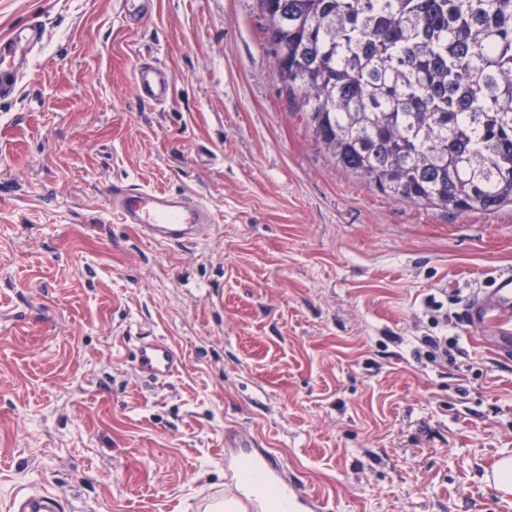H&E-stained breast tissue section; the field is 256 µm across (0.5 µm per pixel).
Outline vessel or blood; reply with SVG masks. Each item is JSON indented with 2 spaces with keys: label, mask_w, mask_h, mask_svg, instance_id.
<instances>
[{
  "label": "vessel or blood",
  "mask_w": 512,
  "mask_h": 512,
  "mask_svg": "<svg viewBox=\"0 0 512 512\" xmlns=\"http://www.w3.org/2000/svg\"><path fill=\"white\" fill-rule=\"evenodd\" d=\"M42 39V27L35 22L0 37V64L7 60L14 64L9 78H0V98L9 96L26 74L27 56ZM134 84L146 102L161 103L171 95L169 74L149 63L136 65ZM109 203L120 223L136 225L144 239L160 243L190 245L215 222L214 213L202 200L182 192L116 183L110 189ZM463 319L473 327L492 325L501 351L512 350V275L499 276L494 288L471 300ZM134 365L140 376L163 381L177 373L181 358L168 342L156 339L136 347ZM224 471L231 483L229 496L235 501L230 512H263L265 502L255 492L259 486L283 502L287 512H329L323 498L291 479L287 465L257 445L226 446ZM10 512H62V504L50 491L36 490L16 496Z\"/></svg>",
  "instance_id": "obj_1"
}]
</instances>
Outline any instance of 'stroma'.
<instances>
[{"instance_id":"stroma-1","label":"stroma","mask_w":512,"mask_h":512,"mask_svg":"<svg viewBox=\"0 0 512 512\" xmlns=\"http://www.w3.org/2000/svg\"><path fill=\"white\" fill-rule=\"evenodd\" d=\"M44 38L0 99V512H201L247 440L331 512H512V357L463 325L512 273V204L456 213L335 166L273 74L259 0H0ZM173 93L141 101L140 60ZM127 182L200 197L178 248L113 216ZM451 338L447 355L426 337ZM162 338L178 372L145 381ZM134 365L140 376L165 381L177 373L181 358L164 339H155L136 347ZM11 512H61V501L48 490H36L16 496L11 502Z\"/></svg>"}]
</instances>
